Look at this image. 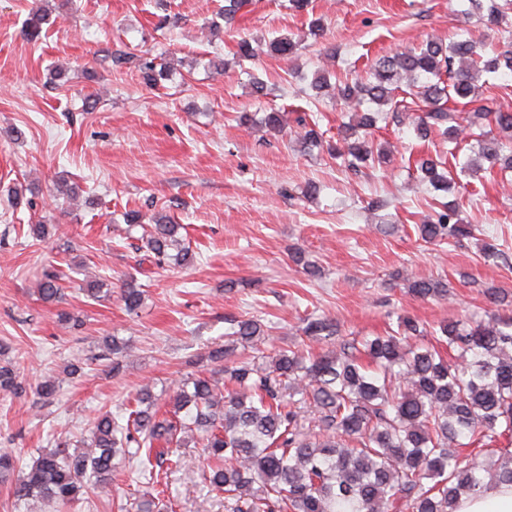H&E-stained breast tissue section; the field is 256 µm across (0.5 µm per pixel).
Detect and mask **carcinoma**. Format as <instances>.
<instances>
[{
  "mask_svg": "<svg viewBox=\"0 0 512 512\" xmlns=\"http://www.w3.org/2000/svg\"><path fill=\"white\" fill-rule=\"evenodd\" d=\"M253 0H227L220 16L234 22ZM466 14L497 26L505 6L490 0H466ZM42 0L25 19V34L34 38L46 24ZM301 44L276 36L261 49L242 38L236 56L252 60L258 54L290 58ZM132 66L142 80L155 86L167 67L145 56L112 55V66ZM512 77V45L486 50L470 38L448 43L428 39L414 49L376 61L369 80L336 85L339 101L354 112L356 123L344 126L330 152L344 160L357 176L372 160L391 162V152L374 145L372 131L383 108L398 117L403 105L395 92L406 84L422 115L410 129L416 141L438 132L458 143L466 128L494 126L477 140V157L460 165V174L474 177L483 162L512 172V110H488L482 104L480 77ZM331 74L318 69L300 79L320 95ZM240 125L283 128L282 114L271 110L256 119L243 112ZM315 123L303 124V149L323 145ZM416 178L436 190L451 191L457 181L446 162L422 154L414 162ZM181 226L167 215L143 227L141 241L160 264H186L191 249ZM418 237L432 243L458 242L472 235L458 205L416 225ZM291 258L310 279L320 267L299 249ZM124 284L121 301L129 312L142 304L143 292L133 275ZM63 277L44 273L38 292L43 299L60 297ZM406 293L417 300L448 298V281L416 278ZM484 315L443 322L429 329L401 315L396 328L383 335L353 337L340 349L317 353L311 343L334 341L336 322L308 316L303 333L309 344L264 355L271 343L269 327L259 319H244L225 337L224 347L208 352L211 361L224 360V380L192 374L168 388L170 409L160 413L161 396L151 385L141 387L135 407L120 414L106 412L91 424L81 444L60 440L22 467L8 448H0V480L10 483L17 501H48L66 506L85 493L112 492V476L126 463H137L147 490L134 500L135 512H162L168 507L160 489V469L168 461L157 444L200 449L199 478L209 497L224 500V512H456L458 499L476 495L490 485L512 484V451L497 453L501 440L512 439V292L488 286ZM239 345L255 355L229 359ZM62 379L47 376L35 394L53 399ZM17 369L0 365V390L17 392ZM484 447L498 458L475 461L463 452Z\"/></svg>",
  "mask_w": 512,
  "mask_h": 512,
  "instance_id": "carcinoma-1",
  "label": "carcinoma"
}]
</instances>
